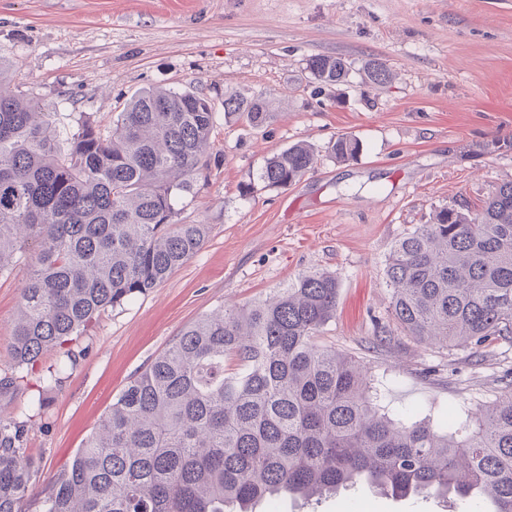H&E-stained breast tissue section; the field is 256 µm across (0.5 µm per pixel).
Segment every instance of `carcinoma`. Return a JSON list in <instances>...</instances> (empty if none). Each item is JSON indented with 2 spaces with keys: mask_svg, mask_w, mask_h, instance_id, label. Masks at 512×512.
I'll use <instances>...</instances> for the list:
<instances>
[{
  "mask_svg": "<svg viewBox=\"0 0 512 512\" xmlns=\"http://www.w3.org/2000/svg\"><path fill=\"white\" fill-rule=\"evenodd\" d=\"M10 69L0 55V274L18 262L29 270L0 395L56 351L41 412L45 393L76 366L69 337L163 283L209 237L210 225L179 221L176 204L209 166L215 117L192 91L146 88L110 127L83 117L62 147L52 107L13 93ZM306 69L326 86L348 75L335 56H312ZM365 76L384 84L392 73L371 60ZM224 112L253 128L272 116L264 99L232 93ZM328 150L346 161L361 144L342 134ZM314 163V148L297 143L268 159L260 179L285 188ZM385 278L393 324L406 336L447 349L512 339V181L476 213L444 206L408 229L390 248ZM337 296L336 276L307 272L268 299L184 327L113 400L45 491L44 512H255L359 481L512 512V387L485 405L474 431L389 416L364 364L319 342ZM30 421L0 416V512H25Z\"/></svg>",
  "mask_w": 512,
  "mask_h": 512,
  "instance_id": "obj_1",
  "label": "carcinoma"
}]
</instances>
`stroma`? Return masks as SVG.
<instances>
[{"label": "stroma", "instance_id": "35a3bbf8", "mask_svg": "<svg viewBox=\"0 0 512 512\" xmlns=\"http://www.w3.org/2000/svg\"><path fill=\"white\" fill-rule=\"evenodd\" d=\"M0 54L15 93L52 105L68 131L80 115L108 125L138 90H192L215 109L206 177L179 215L210 236L147 293L101 312L71 343L76 367L54 389L24 446L35 462L26 512L95 431L127 382L190 322L227 303L272 296L302 273L338 284L325 342L366 364L391 414L476 427L512 369V345L436 349L395 333L385 266L391 245L435 208L482 202L512 180V0H0ZM315 55L347 60L341 85L306 68ZM392 80L364 81L370 60ZM260 97L272 117L251 128L224 97ZM356 137L345 162L327 152ZM304 142L314 169L285 188L258 174ZM27 266L0 276V374ZM455 496L393 498L358 483L320 503L264 504L262 512H478ZM329 153L338 161L355 158L361 150L360 141L349 135H339L328 146Z\"/></svg>", "mask_w": 512, "mask_h": 512}]
</instances>
